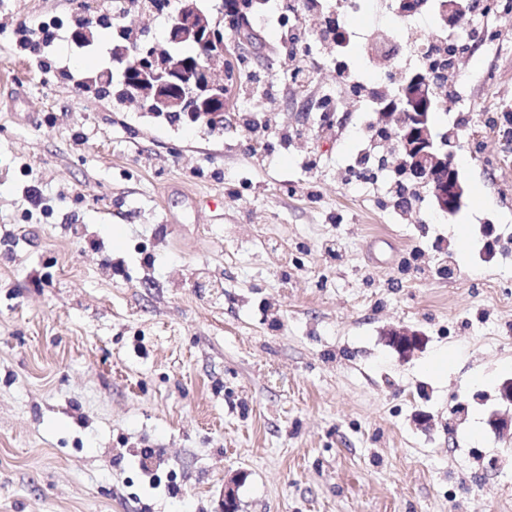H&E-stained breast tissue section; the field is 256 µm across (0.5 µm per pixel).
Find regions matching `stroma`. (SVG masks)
Returning <instances> with one entry per match:
<instances>
[{"label": "stroma", "mask_w": 512, "mask_h": 512, "mask_svg": "<svg viewBox=\"0 0 512 512\" xmlns=\"http://www.w3.org/2000/svg\"><path fill=\"white\" fill-rule=\"evenodd\" d=\"M109 6L0 0V512H220L228 486L239 512H512V443L487 424L512 378V148L487 122L512 28L458 75L468 200L437 223L385 181L349 190L364 115L331 61L284 90L281 124L308 132L288 145L91 96L44 32ZM243 49L236 76H279L280 30ZM327 89L344 119L321 132ZM399 324L426 336L408 357ZM387 342L400 356H411L422 348L425 338L418 330L401 325L391 327L387 333Z\"/></svg>", "instance_id": "stroma-1"}]
</instances>
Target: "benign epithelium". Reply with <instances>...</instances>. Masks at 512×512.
I'll list each match as a JSON object with an SVG mask.
<instances>
[{"mask_svg":"<svg viewBox=\"0 0 512 512\" xmlns=\"http://www.w3.org/2000/svg\"><path fill=\"white\" fill-rule=\"evenodd\" d=\"M470 0H394V11L404 17L422 8L433 11L438 25H448V16L464 18ZM250 26L243 10L224 20L223 0L205 7L201 0H179L168 22L167 44L160 51L155 44L125 46L114 53L112 64L120 74L131 77L135 101L149 102L168 112H186L188 120L204 117L214 123L224 122V98L229 88L218 79L224 71V58L238 52L236 44L224 39V25ZM191 44L196 53L187 56L180 46ZM402 96L382 113V121L392 127L394 147L407 178L423 185L433 197L437 213L453 216L466 204L465 188L454 162L460 140L448 143L432 125L433 112L448 106L438 90L420 71L404 76ZM194 109L185 111L187 101ZM387 342L401 356L420 350L425 338L407 326L390 328ZM488 423L499 438H512V417L494 413Z\"/></svg>","mask_w":512,"mask_h":512,"instance_id":"obj_1","label":"benign epithelium"}]
</instances>
